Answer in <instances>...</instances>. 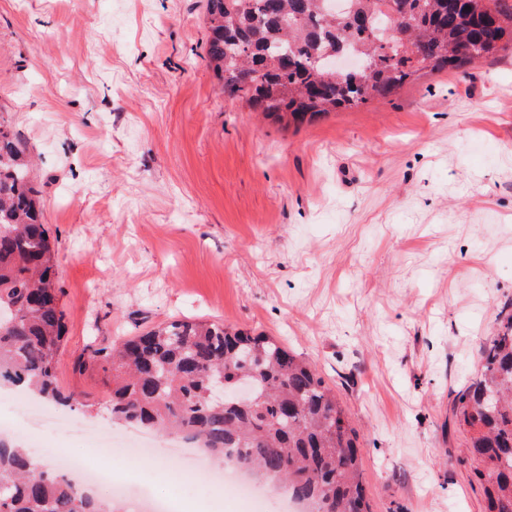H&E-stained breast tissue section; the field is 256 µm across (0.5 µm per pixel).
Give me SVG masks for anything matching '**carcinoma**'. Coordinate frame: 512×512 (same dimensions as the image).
Instances as JSON below:
<instances>
[{"mask_svg":"<svg viewBox=\"0 0 512 512\" xmlns=\"http://www.w3.org/2000/svg\"><path fill=\"white\" fill-rule=\"evenodd\" d=\"M207 0L208 63L224 97L302 122L383 100L422 73L472 66L512 49V0ZM370 20V26L360 22ZM344 48L370 71L344 77L319 58ZM33 158L0 115V383L69 409L60 387L65 323L56 240L30 185ZM108 377L112 420L190 433L207 451L285 487L306 512H371L359 435L311 364L268 336L215 321L173 320L82 353ZM470 435L486 512H512V314L481 349L454 404ZM0 512H112L55 466L0 438Z\"/></svg>","mask_w":512,"mask_h":512,"instance_id":"1","label":"carcinoma"}]
</instances>
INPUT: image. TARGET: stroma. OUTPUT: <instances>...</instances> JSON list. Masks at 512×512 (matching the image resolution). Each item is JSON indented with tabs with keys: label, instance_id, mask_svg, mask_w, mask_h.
<instances>
[{
	"label": "stroma",
	"instance_id": "obj_1",
	"mask_svg": "<svg viewBox=\"0 0 512 512\" xmlns=\"http://www.w3.org/2000/svg\"><path fill=\"white\" fill-rule=\"evenodd\" d=\"M205 0H0V113L37 156L57 238L71 419L108 425L77 356L174 318L272 336L335 388L372 512H484L453 399L512 313V52L423 74L389 98L287 126L225 100ZM15 440L122 469L177 512H245L86 433Z\"/></svg>",
	"mask_w": 512,
	"mask_h": 512
}]
</instances>
